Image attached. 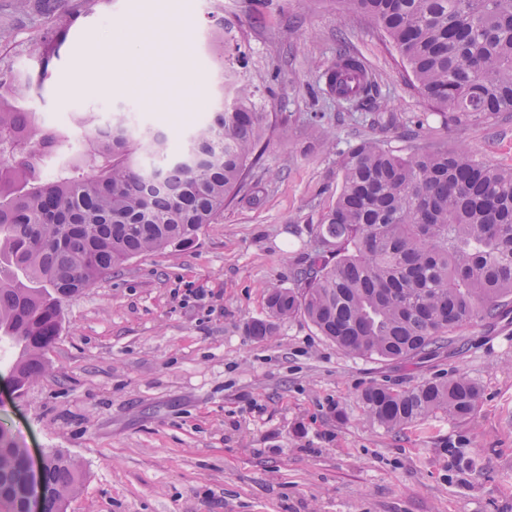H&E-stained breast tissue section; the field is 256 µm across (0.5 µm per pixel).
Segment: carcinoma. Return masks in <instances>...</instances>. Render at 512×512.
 <instances>
[{
	"label": "carcinoma",
	"instance_id": "cac0c4a2",
	"mask_svg": "<svg viewBox=\"0 0 512 512\" xmlns=\"http://www.w3.org/2000/svg\"><path fill=\"white\" fill-rule=\"evenodd\" d=\"M14 0V13L40 18L39 64L15 72L0 58V341L18 350L24 383L46 371L44 352L60 329L62 302L138 256L183 248L224 206L250 189L274 125L265 112L279 75L262 87L248 71L242 41L224 39L211 16L224 102L181 153L169 156L159 130L139 133L118 113L98 123L75 113L82 150L59 155L63 131H48L24 103L51 76L74 23L104 0ZM382 29L420 94L455 123L512 115V0H341ZM336 98L358 108L377 82L356 55L341 51L327 71ZM342 184L313 228L314 247L295 272L300 288L273 287L267 317L247 324L264 339L298 314L344 354L410 360L446 349L458 333L491 322L512 303V168L463 147H417L405 154L362 141L339 153ZM479 384L458 373L403 391L372 386L360 395L387 430L436 413L467 420ZM81 470L59 449L38 479L23 450L0 432V497L14 502L43 487L41 512H67Z\"/></svg>",
	"mask_w": 512,
	"mask_h": 512
}]
</instances>
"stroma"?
<instances>
[{
	"instance_id": "obj_1",
	"label": "stroma",
	"mask_w": 512,
	"mask_h": 512,
	"mask_svg": "<svg viewBox=\"0 0 512 512\" xmlns=\"http://www.w3.org/2000/svg\"><path fill=\"white\" fill-rule=\"evenodd\" d=\"M9 2L0 56L28 71L37 29ZM212 11L243 36L254 79L280 75L257 199L227 204L191 248L131 259L66 300L48 369L24 395L9 387L15 351L1 343L0 429L32 455L59 448L80 464L67 512H512V313L408 361L346 356L301 316L262 340L246 330L265 316L268 288L296 287L312 227L341 185L339 151L364 138L400 153L445 142L509 168L512 117L443 125L388 37L340 0H108L73 27L28 109L67 132L69 156L82 147L70 99L105 117L124 107L178 152L197 109L216 107ZM102 44L122 73L109 91L87 62ZM341 47L375 75L369 109L393 113L395 126L373 129L330 91ZM456 373L481 387L465 421L437 414L390 432L359 401L373 385Z\"/></svg>"
}]
</instances>
